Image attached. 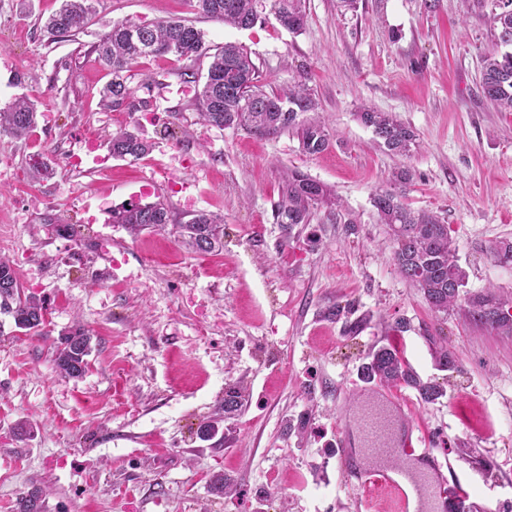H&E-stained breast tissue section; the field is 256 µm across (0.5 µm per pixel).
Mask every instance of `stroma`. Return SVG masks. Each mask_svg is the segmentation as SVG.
Instances as JSON below:
<instances>
[{
    "label": "stroma",
    "mask_w": 512,
    "mask_h": 512,
    "mask_svg": "<svg viewBox=\"0 0 512 512\" xmlns=\"http://www.w3.org/2000/svg\"><path fill=\"white\" fill-rule=\"evenodd\" d=\"M60 0H0V108L25 97L36 127L0 132V256L48 305L54 328L93 335L83 378H61L49 340L0 327V512L20 493L46 492L45 512H357L339 462L368 464L357 424L383 402L399 414L392 440L412 434L430 460L400 454L415 474L436 463L457 476L478 512H512V335L435 318L393 261L394 243L372 198L406 163L402 196L447 224L466 289L512 297V112L481 92V63L495 47L466 0H305L292 33L270 11L236 29L187 0H98L83 31L48 39ZM188 20L209 45H245L267 89L306 77L329 148L311 156L296 135L260 137L203 124L195 86L174 57L142 61L130 80L147 112L100 105L108 71L94 50L113 23ZM392 112L418 145L406 160L382 151L357 118ZM128 128L152 144L138 161L112 157ZM55 167L34 178L33 159ZM298 169L340 200L310 223H276L282 170ZM165 197L174 217L224 218V248L198 256L166 231L133 237L113 208ZM75 225L94 250L58 237L45 218ZM342 317H332L335 307ZM404 323L396 332V323ZM458 357L443 370L431 337ZM395 342L410 367L443 389L436 403L407 387L364 383L372 349ZM240 392L225 413L224 392ZM31 434L19 436L18 423ZM223 475L224 492L210 482Z\"/></svg>",
    "instance_id": "35a3bbf8"
}]
</instances>
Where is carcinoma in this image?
Returning <instances> with one entry per match:
<instances>
[{"label":"carcinoma","instance_id":"1","mask_svg":"<svg viewBox=\"0 0 512 512\" xmlns=\"http://www.w3.org/2000/svg\"><path fill=\"white\" fill-rule=\"evenodd\" d=\"M196 10L226 25L250 29L260 19L258 0H189ZM270 11L281 26L292 33L305 23L304 0H269ZM479 11L490 8L487 19L494 33L496 50L482 59L481 90L486 100L504 112H512V0H472ZM95 14V0H61L60 8L46 25L53 38L70 37L88 26ZM98 60L109 70L111 79L100 92L102 104L112 111L147 112L150 103L138 98L128 79L133 67L150 56L175 57L178 62L195 63L202 56L211 61L203 79L190 73L198 83L195 100L200 119L224 128L243 127L257 136L295 134L302 150L309 155L326 151L331 142L328 126L316 119H301L316 110V102L303 81L286 93L267 91L261 83L259 67L248 49L226 42L208 54L203 33L186 20L171 18L151 24L125 20L116 22L95 48ZM358 120L372 129L378 143L392 155L406 156L415 145L416 134L395 115L362 108ZM36 112L30 102L18 99L0 109V131L15 137L27 136L35 127ZM151 149L136 133L121 129L112 135V155L134 161ZM413 180L407 167L392 172L391 187L377 191L373 206L381 223L387 225L395 244L394 261L406 279L423 293L430 309L446 316L467 304V315L477 325L495 334H512V301L491 289L470 295L463 291L466 274L457 263L456 246L448 225L432 212L415 213L401 201L397 189ZM339 200L324 183L298 170L283 174L277 223L293 227L309 223L312 209L336 206ZM112 223L131 234L143 231H170L189 252L208 255L224 248V220L208 211H197L180 224L172 223L171 210L163 200L141 204L129 202L112 210ZM11 319L14 327L30 336L49 337L53 362L61 376L83 377L93 351V336L81 325L51 328L45 301L28 292L13 264L0 258V316ZM438 367L451 370L457 359L448 346L429 337ZM361 379L381 385H401L417 391L420 399L434 403L443 396L439 385L422 380L407 364L396 344H386L367 355L360 368ZM15 512H45L42 488L33 486L16 500Z\"/></svg>","mask_w":512,"mask_h":512}]
</instances>
